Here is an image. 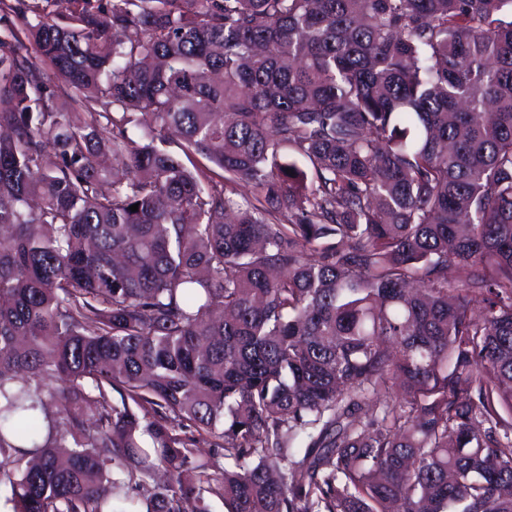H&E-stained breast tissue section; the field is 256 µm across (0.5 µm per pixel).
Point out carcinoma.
Here are the masks:
<instances>
[{
  "mask_svg": "<svg viewBox=\"0 0 512 512\" xmlns=\"http://www.w3.org/2000/svg\"><path fill=\"white\" fill-rule=\"evenodd\" d=\"M0 21L13 512H512V0Z\"/></svg>",
  "mask_w": 512,
  "mask_h": 512,
  "instance_id": "carcinoma-1",
  "label": "carcinoma"
}]
</instances>
